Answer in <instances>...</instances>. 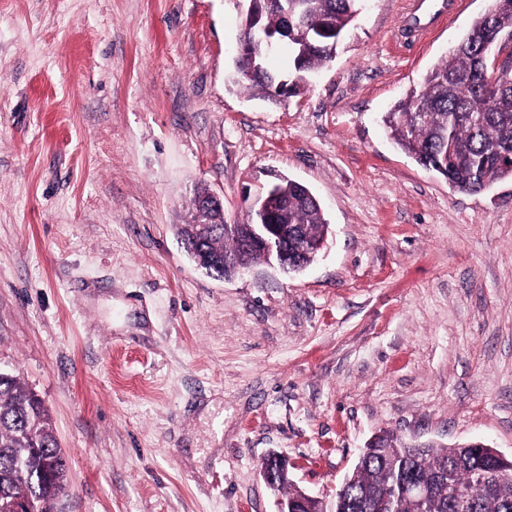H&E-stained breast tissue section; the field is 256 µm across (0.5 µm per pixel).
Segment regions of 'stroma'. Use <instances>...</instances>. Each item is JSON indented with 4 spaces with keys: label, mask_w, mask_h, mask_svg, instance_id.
<instances>
[{
    "label": "stroma",
    "mask_w": 512,
    "mask_h": 512,
    "mask_svg": "<svg viewBox=\"0 0 512 512\" xmlns=\"http://www.w3.org/2000/svg\"><path fill=\"white\" fill-rule=\"evenodd\" d=\"M412 0H363L304 92L231 85L232 0H0V366L48 408L58 512H277L262 467L331 504L376 434L512 456V179L450 187L383 113L489 5L398 44ZM287 175L320 258L217 279L189 201Z\"/></svg>",
    "instance_id": "1"
}]
</instances>
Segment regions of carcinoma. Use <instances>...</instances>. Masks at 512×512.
Masks as SVG:
<instances>
[{
	"mask_svg": "<svg viewBox=\"0 0 512 512\" xmlns=\"http://www.w3.org/2000/svg\"><path fill=\"white\" fill-rule=\"evenodd\" d=\"M362 0H253L258 25L277 35L288 30V61L293 72L310 76L327 63L333 49L360 11ZM490 27L468 28L461 39L426 74L422 90L398 102L383 117L395 144L418 164L444 177L464 193H480L511 177L512 68L489 88L480 49L500 35H512V0H491ZM241 62L246 75L237 83L255 92L297 94L304 84L282 81L265 66L268 45L253 38ZM286 203L279 218L296 224L302 234L324 236L327 219L305 186L291 178L278 180ZM205 239L194 227L180 229L182 242L197 251L236 253L239 238L224 234L223 225ZM51 416L43 401L23 388L19 376L0 372V512L14 502L36 496L39 512H55L69 467ZM416 480L430 487L419 502L402 492ZM463 487L470 506L461 511L448 498V483ZM384 498L390 512H512V468L504 467L496 449L478 441L453 446L403 445L390 433L362 449L353 470L336 489L334 512H371L367 505Z\"/></svg>",
	"mask_w": 512,
	"mask_h": 512,
	"instance_id": "carcinoma-1",
	"label": "carcinoma"
}]
</instances>
